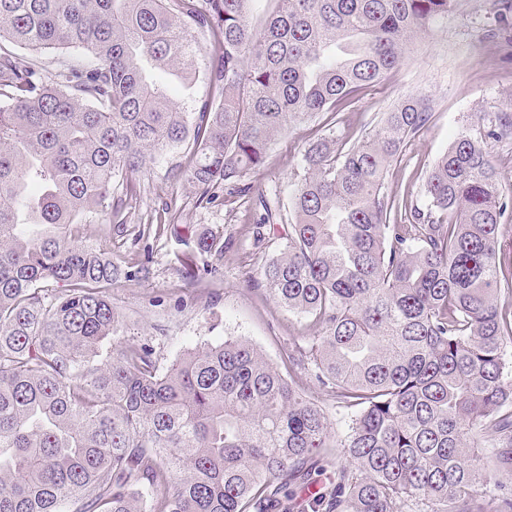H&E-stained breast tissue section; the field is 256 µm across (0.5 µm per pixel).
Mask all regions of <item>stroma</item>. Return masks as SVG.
<instances>
[{
	"mask_svg": "<svg viewBox=\"0 0 512 512\" xmlns=\"http://www.w3.org/2000/svg\"><path fill=\"white\" fill-rule=\"evenodd\" d=\"M499 9V0H453L447 16L411 45L404 63L382 83L352 98L335 126L309 119L277 136L264 167L249 180L280 203L281 227L262 226L264 211L253 195L231 198L218 185L211 202H199L197 190L174 176L185 161L182 148L153 161L140 178L139 191L126 197L125 233L94 218L83 220L84 237L104 249L122 272L109 290L119 315L116 341L153 346L163 371L184 351L228 337L249 341L268 360L281 364L289 338L311 334L309 321L263 292L248 290L246 283L258 278L283 245L282 227L292 221L291 198L304 175V148L328 134L342 138L368 133L402 95H428L427 126L407 142L385 179L387 192L424 203L427 174L449 144L462 135L485 136L497 115L512 113V62L505 58L512 37L490 36L499 26ZM162 221L194 224L226 240L223 254L210 259L214 274L194 282L186 279L184 246L151 231ZM143 265L148 275H137ZM494 444L493 437L480 432L470 441L482 474L478 490L487 495L512 487V471L499 470L493 461Z\"/></svg>",
	"mask_w": 512,
	"mask_h": 512,
	"instance_id": "obj_1",
	"label": "stroma"
}]
</instances>
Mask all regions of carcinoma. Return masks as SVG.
Wrapping results in <instances>:
<instances>
[{"label":"carcinoma","instance_id":"obj_1","mask_svg":"<svg viewBox=\"0 0 512 512\" xmlns=\"http://www.w3.org/2000/svg\"><path fill=\"white\" fill-rule=\"evenodd\" d=\"M250 2L0 0V512H288L289 487L335 454L345 462L311 512H512V496L475 491L469 448L477 429L495 437L512 470V306L497 295L512 199L467 135L434 161L426 207L386 192L430 119L423 95L350 143L305 148L295 222L249 280L312 319L284 368L238 339L166 372L148 344L107 346L122 272L80 218L123 226L118 191L186 144L176 176L200 200L219 183L253 193L244 178L288 125L336 123L452 0H274L259 28ZM44 49L62 54L52 72ZM201 60L211 97L189 112L152 73L185 81ZM511 133L505 112L486 136ZM162 230L186 247L191 281L224 252L191 224ZM298 370L346 411L344 438Z\"/></svg>","mask_w":512,"mask_h":512}]
</instances>
